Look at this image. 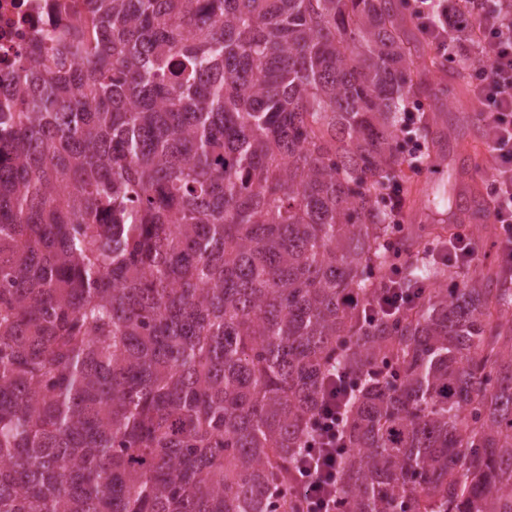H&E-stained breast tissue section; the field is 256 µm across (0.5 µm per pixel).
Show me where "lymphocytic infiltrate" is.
Listing matches in <instances>:
<instances>
[{
    "mask_svg": "<svg viewBox=\"0 0 512 512\" xmlns=\"http://www.w3.org/2000/svg\"><path fill=\"white\" fill-rule=\"evenodd\" d=\"M417 27L450 61L465 63L468 92L479 108L495 173L486 187L498 226V267L512 278V0H414ZM398 272L375 294L353 297L350 309L369 318L411 314L414 292L400 288ZM364 378L330 369L304 441L288 472L289 494L300 512H340L337 477L349 455L347 408Z\"/></svg>",
    "mask_w": 512,
    "mask_h": 512,
    "instance_id": "obj_1",
    "label": "lymphocytic infiltrate"
}]
</instances>
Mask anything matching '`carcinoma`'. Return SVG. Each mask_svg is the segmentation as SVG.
I'll return each instance as SVG.
<instances>
[{"label": "carcinoma", "instance_id": "1", "mask_svg": "<svg viewBox=\"0 0 512 512\" xmlns=\"http://www.w3.org/2000/svg\"><path fill=\"white\" fill-rule=\"evenodd\" d=\"M404 5L87 0L0 92V512H298L325 372L388 359L341 512H512V289L410 264L413 315L344 306L400 263Z\"/></svg>", "mask_w": 512, "mask_h": 512}]
</instances>
